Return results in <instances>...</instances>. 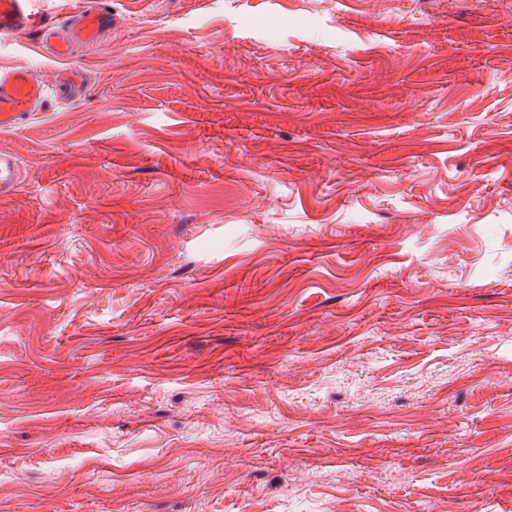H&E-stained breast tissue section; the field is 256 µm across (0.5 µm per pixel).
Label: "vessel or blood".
Instances as JSON below:
<instances>
[{
  "label": "vessel or blood",
  "instance_id": "vessel-or-blood-1",
  "mask_svg": "<svg viewBox=\"0 0 512 512\" xmlns=\"http://www.w3.org/2000/svg\"><path fill=\"white\" fill-rule=\"evenodd\" d=\"M72 41L91 43L110 24V14L100 0L75 12L71 18ZM39 29L50 53L68 59L72 41H56L51 29L40 26L29 7V0H0V32L23 34ZM75 99L84 89L77 71L63 70L58 81L49 84L29 71L0 73V117L34 111L48 92ZM18 162L15 157L0 156V196L12 194L17 186Z\"/></svg>",
  "mask_w": 512,
  "mask_h": 512
}]
</instances>
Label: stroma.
<instances>
[{
  "label": "stroma",
  "instance_id": "35a3bbf8",
  "mask_svg": "<svg viewBox=\"0 0 512 512\" xmlns=\"http://www.w3.org/2000/svg\"><path fill=\"white\" fill-rule=\"evenodd\" d=\"M0 126V512H512V0H114ZM18 162L13 156H0V196L12 194L18 186Z\"/></svg>",
  "mask_w": 512,
  "mask_h": 512
}]
</instances>
